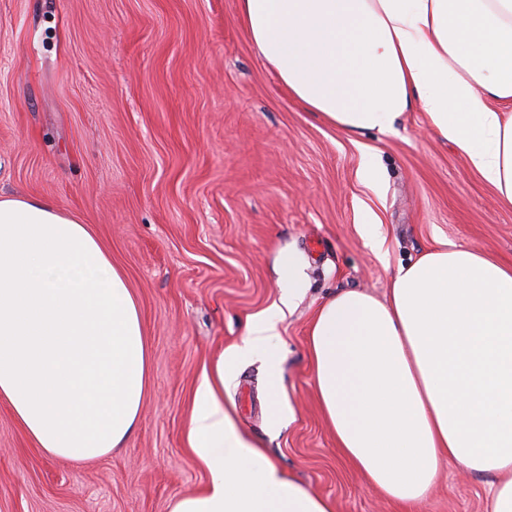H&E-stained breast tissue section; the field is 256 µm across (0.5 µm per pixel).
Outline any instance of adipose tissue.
I'll use <instances>...</instances> for the list:
<instances>
[{
	"instance_id": "1",
	"label": "adipose tissue",
	"mask_w": 512,
	"mask_h": 512,
	"mask_svg": "<svg viewBox=\"0 0 512 512\" xmlns=\"http://www.w3.org/2000/svg\"><path fill=\"white\" fill-rule=\"evenodd\" d=\"M263 64L307 111L355 135L404 112L512 207V0H239ZM271 312L203 370L189 446L207 471L170 512H334L237 426L224 375L264 355L283 408ZM313 382L341 454L416 512L440 465L495 475L512 512V266L443 246L400 266L386 299L345 290L310 323ZM149 358L137 299L89 225L53 202L0 196V403L46 454L93 461L131 435Z\"/></svg>"
}]
</instances>
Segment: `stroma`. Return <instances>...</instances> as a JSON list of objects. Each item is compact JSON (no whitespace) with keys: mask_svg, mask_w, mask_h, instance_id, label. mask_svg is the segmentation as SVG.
I'll return each mask as SVG.
<instances>
[{"mask_svg":"<svg viewBox=\"0 0 512 512\" xmlns=\"http://www.w3.org/2000/svg\"><path fill=\"white\" fill-rule=\"evenodd\" d=\"M0 194L91 225L136 296L150 357L132 434L92 463L46 455L0 404V512H170L203 489L187 441L197 380L275 308L290 417L271 419L258 358L226 380L225 406L335 512H400L336 449L311 319L343 290L386 298L399 266L442 242L512 264V208L424 113L387 134L326 125L265 67L238 0H0ZM288 257L303 290L285 307ZM495 483L446 463L420 512H490Z\"/></svg>","mask_w":512,"mask_h":512,"instance_id":"stroma-1","label":"stroma"}]
</instances>
